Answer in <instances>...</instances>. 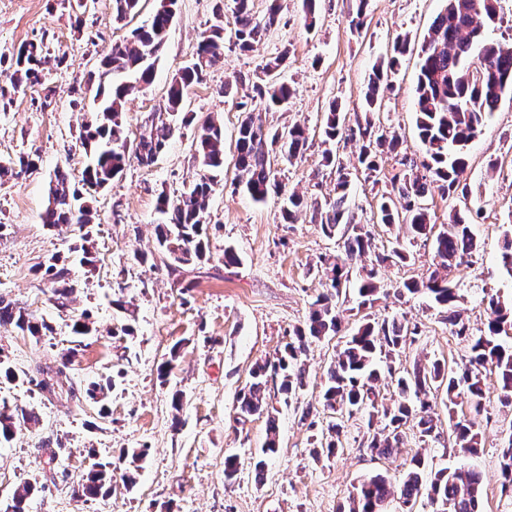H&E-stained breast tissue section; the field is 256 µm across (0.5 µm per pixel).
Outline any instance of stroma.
Wrapping results in <instances>:
<instances>
[{
    "instance_id": "1",
    "label": "stroma",
    "mask_w": 512,
    "mask_h": 512,
    "mask_svg": "<svg viewBox=\"0 0 512 512\" xmlns=\"http://www.w3.org/2000/svg\"><path fill=\"white\" fill-rule=\"evenodd\" d=\"M232 11V0H177L176 17L156 67L152 84L131 95L123 129L134 135L141 122L161 111L168 83L190 62L203 33L213 22L216 2ZM280 21L255 43L253 50L228 46L223 59L208 70L184 100L192 125L180 128L163 154L149 166L129 160L122 176L96 194L92 205L95 271L73 266L78 284L70 310L48 301L52 284L39 270L54 253L66 252L70 229L48 230L41 222L49 180L59 167L81 174L88 162L78 132L92 110L91 100L73 91L94 71L99 59L131 29L148 20L158 0H141L138 15L112 19V0H0V158L37 155V166L19 176L0 179V298L46 319L54 331L35 338L12 326L0 327V358L25 373L26 383L0 379V399L32 410L37 423L22 427L0 447V503L10 501L23 482L37 483L38 493L26 512H339L353 485L373 473L400 487L413 456L430 468L465 467L483 475L480 512H512V496L501 490L500 450L512 440V405L502 399L494 373L485 375V397L474 408L466 396L454 409L435 408L440 423L449 413L476 416L482 433L477 454L453 446L447 432L420 440L407 430L404 443L390 456L367 450L366 420L346 424L344 447L321 460L310 454L320 432L309 421L322 420L319 403L326 370L343 346L337 335L313 342L307 355L308 385L297 399L284 401L267 388L266 403L279 426L280 448L256 479L253 459L264 444L265 417L237 418L236 398L250 379L253 365L273 359L309 306L324 290L316 270L319 257L335 253L336 239L327 237L310 214L283 223L281 208L291 192L318 201L332 200L334 176L320 161L325 145L321 130L331 102H340L348 119L363 115L364 93L375 64L389 56L396 36L412 47L383 92L381 119L396 129L400 150L415 161L426 153L415 131V84L419 47L444 0H370L362 36H354L349 16L355 0H317L313 24H306L302 0H280ZM43 41L53 61L41 85L13 89L8 58L22 43ZM288 59L280 74L295 89L287 108L265 113L271 129L298 124L309 133L308 148L294 160L274 163L281 193L263 203L233 185L235 143L242 118L240 102L258 82L262 66L280 53ZM232 91H225V84ZM224 122V181L212 192L208 215L207 261L183 266L182 287H174L165 267L136 263L135 251L152 250L160 194L175 196L197 177L194 137L210 115ZM358 141L340 154L353 168L351 208L357 223L376 221L378 192L357 170ZM468 201L431 188L425 204L434 224H444L453 211L479 209L473 233L477 250L470 267L451 271L459 298L455 308L472 330L484 328L490 302L512 305V276L499 264L505 231L512 230V94L502 97L496 112L468 146ZM234 247L239 265L225 266V247ZM408 266L383 269L384 289L371 313L398 317L418 326L417 341L407 348L402 365L435 359L460 366L469 359L466 342L453 336L448 312L423 296H397V282L426 275L436 267L434 245L417 240ZM89 312L96 331L73 335L72 316ZM74 348L75 361L61 376L62 385L83 387L111 383L107 415L87 400L70 401L35 386L40 367L55 364L62 351ZM180 356L167 380L157 368ZM182 393L181 412L172 396ZM148 448L144 467L132 490L116 488L95 499L75 490L99 462L118 461L126 451ZM240 458L233 481L224 479V458Z\"/></svg>"
}]
</instances>
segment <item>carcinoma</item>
<instances>
[{"mask_svg":"<svg viewBox=\"0 0 512 512\" xmlns=\"http://www.w3.org/2000/svg\"><path fill=\"white\" fill-rule=\"evenodd\" d=\"M141 0H112V18L121 22L139 13ZM369 0H358L356 11L349 20L351 31L364 29ZM176 0H161L151 19L132 30L130 37L112 45L86 85L78 88L82 94L92 93L93 112L82 124L79 139L89 164L80 177L66 168H57L50 180L48 206L43 223L48 227L60 224L78 225L81 232L70 248L80 264L96 269L93 255L91 224L93 207L83 197V191L104 189L124 169L129 156L139 164L149 166L166 148L176 126L173 118L183 112L186 90L203 80L209 68L224 56V44L233 43L241 51L252 49L262 33L278 23L280 5L271 0L267 13L258 18L251 8V0H234L230 19H224L221 6H216L215 22L198 42L195 56L178 69L170 79L165 112L153 115L141 126L138 137L127 140L123 136V114L126 98L149 86L163 50L165 36L175 15ZM498 0H446L444 8L428 29L419 52V73L415 88V125L425 146L428 161L420 164L398 151L401 137L384 126L379 118L380 84L388 80V73L398 65V56L408 48L405 37H397L394 56L380 63L370 79L365 93L364 121L357 128H346V114L341 104L333 102L325 113L323 133L328 141L339 142L343 135L358 137L361 146L358 164L371 178L380 166V155L395 154L400 169L390 179V187L383 190L377 203V224L387 229L394 226L404 230L406 239L434 240L437 269L429 275L406 279L396 286L399 295H425L448 310L451 332L470 346L468 364L456 369L436 359L427 365L414 362L412 368L398 371L394 360L415 341L417 328L409 327L404 319L380 321L365 315L350 334L336 360L328 368L322 386L323 411L328 414L326 430L315 440L312 456L320 458L335 455L343 447L345 421L356 415L367 417V431L373 432L367 444L371 455H391L403 442L405 429H416L419 439H426L438 429L434 406L439 391L446 393L448 404L454 396L467 395L474 409L483 400V372L497 374L504 392V401L512 403V344L500 341L504 327H512V307L490 301L494 317L477 333L454 311L458 295L448 278L440 270H450L469 263L476 251V241L468 218L457 213L449 216L446 224L431 223L424 198L428 186L439 184L444 195L468 199L466 149L482 130L489 116L497 110L502 97L512 92V44L488 36L487 29L496 23ZM288 59V51L266 63V79L252 85L251 99L260 101L264 110L288 103L294 94L291 85L277 79V71ZM50 59L44 42H25L12 55V85L34 86L41 83L42 72ZM308 136L299 124L288 130H271L261 116L247 110L238 129L234 185L241 187L256 202H263L272 191L281 186L276 180L272 159L280 156L289 161L298 158L307 149ZM194 159L201 168L199 178L176 197L161 194L158 211L165 221L156 225V252L136 251L134 259L144 265L155 266L156 254L173 274L183 265L206 259L210 224L208 199L215 187L224 181V127L213 118L198 128L194 140ZM323 164L335 173L336 199L325 205L308 201L303 194L288 195V206L283 209V221L292 224L296 213L310 208L320 216L323 232L331 236L341 232L342 245L334 256L320 258V268L326 277V289L311 303L304 323L293 329L288 342L273 361L256 364L250 372V381L239 392L237 408L239 419L254 415L266 416V440L261 452L268 456L277 452V422L263 402V393L269 383L279 384L278 391L292 398L307 385L308 371L302 360L309 345L327 336L337 335L342 328L343 310L339 299L354 290L359 305L373 306L381 290L379 268L387 263L406 266L411 261L410 251L395 237V246L389 251L375 253L369 266L354 269L357 261L374 253L375 234L369 224H357L346 207L350 185L348 167L339 154L326 150ZM36 166L27 155L18 159L0 161V178L15 174V169L28 170ZM53 287L49 301L58 310L70 308L76 284L70 278V269L58 255L44 264ZM9 324L33 337L43 335L50 326L24 308L0 299V326ZM395 383L396 399L391 403L378 402L374 383L382 375ZM448 424L455 445L473 452L481 445V432L476 418L454 417L448 411ZM34 420L26 409L7 400L0 401V445L10 443L21 424ZM99 470H90L78 487L77 495L92 499L112 493L111 464H97ZM425 460L416 455L400 486L399 500L403 512H411V504L424 495L430 503L441 507L440 512H479L482 493V475L471 469L450 472L440 469L430 479L424 478ZM502 489L512 491V437L501 451ZM38 488L31 483L19 486L12 497L11 512H24L23 505ZM394 496L386 476L377 473L353 487L349 495L348 512H374Z\"/></svg>","mask_w":512,"mask_h":512,"instance_id":"1","label":"carcinoma"}]
</instances>
